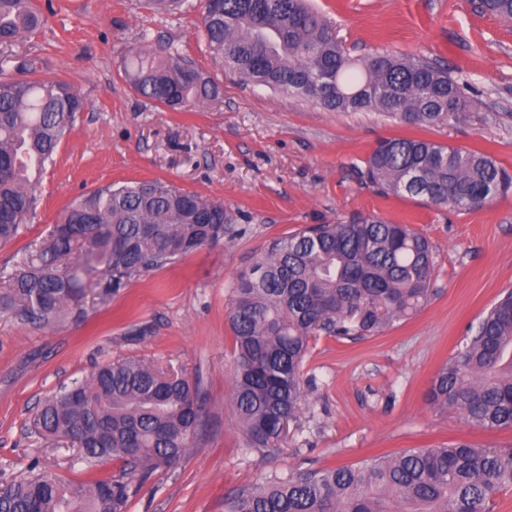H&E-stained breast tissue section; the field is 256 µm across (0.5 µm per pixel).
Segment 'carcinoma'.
<instances>
[{"label": "carcinoma", "mask_w": 512, "mask_h": 512, "mask_svg": "<svg viewBox=\"0 0 512 512\" xmlns=\"http://www.w3.org/2000/svg\"><path fill=\"white\" fill-rule=\"evenodd\" d=\"M474 10L512 22V0H477ZM31 0H0V40L32 33ZM202 28L213 58L241 80L280 89L333 112H384L420 126L462 112L451 74L405 54L354 63L329 22L305 0H203ZM126 79L173 110L213 102L219 86L160 47L132 55ZM84 100L62 80H0V243L15 239L36 205L40 178ZM361 177L395 195L459 212L512 194V174L488 155L422 138L381 142ZM231 216L210 201L157 181L100 188L59 217L35 258L10 279L0 304L26 322L50 324L85 288L105 278L120 288L224 237ZM433 246L406 224L377 216L305 228L275 240L235 283L228 324L237 351L231 403L247 445L269 448L306 406L301 368L310 335L379 333L430 299ZM435 375L431 404L469 424L512 429V290L470 327ZM201 391L139 360L100 367L87 383L48 397L32 420L67 437L88 466L122 462L131 474L176 466L201 426ZM512 489V448L457 442L408 449L361 464L288 478L271 475L238 491L226 512H490ZM122 482L90 479L73 490L45 472L0 484V512H123Z\"/></svg>", "instance_id": "obj_1"}]
</instances>
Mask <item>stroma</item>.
<instances>
[{"mask_svg": "<svg viewBox=\"0 0 512 512\" xmlns=\"http://www.w3.org/2000/svg\"><path fill=\"white\" fill-rule=\"evenodd\" d=\"M33 2L44 24L0 46V78H24L23 63L36 61L40 78L66 81L86 108L36 188L35 213L18 238L0 244V289L63 210L110 184L157 179L223 203L232 221L214 245L123 287L89 288L51 324L0 308V477H24L35 463L75 487L118 475L121 462L87 467L70 443L40 437L29 421L47 395L128 358L196 383L203 430L175 467L127 476L126 512H224L230 494L272 474L451 442L512 445V429L474 427L427 400L469 327L512 289V196L458 213L382 193L359 174L378 141L395 137L482 152L512 172L511 25L479 14L471 0H309L352 58L389 51L451 72L468 108L420 127L242 83L214 62L200 0L175 13L148 0ZM147 43L193 61L220 98L171 111L137 94L124 71L132 49ZM360 214L411 225L430 240V300L381 333L310 341L303 416L277 447H248L230 401L236 276L274 240Z\"/></svg>", "mask_w": 512, "mask_h": 512, "instance_id": "35a3bbf8", "label": "stroma"}]
</instances>
